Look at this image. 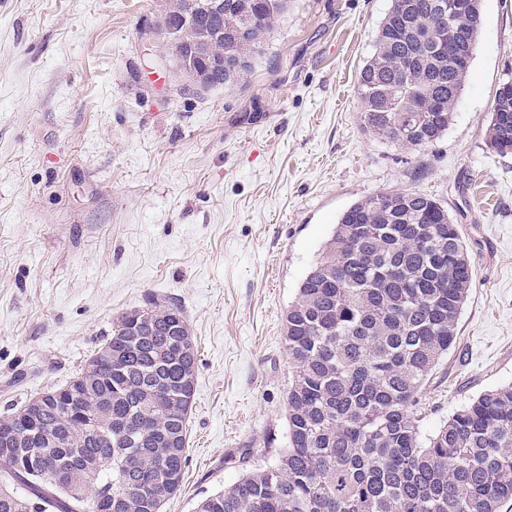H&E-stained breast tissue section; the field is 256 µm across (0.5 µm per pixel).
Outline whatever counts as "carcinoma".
<instances>
[{
	"label": "carcinoma",
	"mask_w": 512,
	"mask_h": 512,
	"mask_svg": "<svg viewBox=\"0 0 512 512\" xmlns=\"http://www.w3.org/2000/svg\"><path fill=\"white\" fill-rule=\"evenodd\" d=\"M393 0L359 72L361 119L416 149L451 123L481 10ZM284 4L224 0L205 49L244 79ZM512 153V81L486 129ZM474 271L448 210L418 192L365 197L341 216L288 309V446L197 512H500L512 501V384L457 410L427 442L422 388L456 340ZM197 352L182 312L149 299L112 323L62 387L0 417V512H161L182 486Z\"/></svg>",
	"instance_id": "cac0c4a2"
}]
</instances>
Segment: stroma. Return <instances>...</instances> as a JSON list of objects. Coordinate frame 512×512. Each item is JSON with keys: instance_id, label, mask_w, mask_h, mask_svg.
Wrapping results in <instances>:
<instances>
[{"instance_id": "35a3bbf8", "label": "stroma", "mask_w": 512, "mask_h": 512, "mask_svg": "<svg viewBox=\"0 0 512 512\" xmlns=\"http://www.w3.org/2000/svg\"><path fill=\"white\" fill-rule=\"evenodd\" d=\"M168 3L0 0V415L64 385L123 312L176 306L198 367L163 512H196L286 448V311L342 213L400 190L447 208L476 275L421 438L512 383V155L485 141L512 0H482L453 121L420 150L361 120L392 0H288L247 78L206 90L161 54Z\"/></svg>"}]
</instances>
